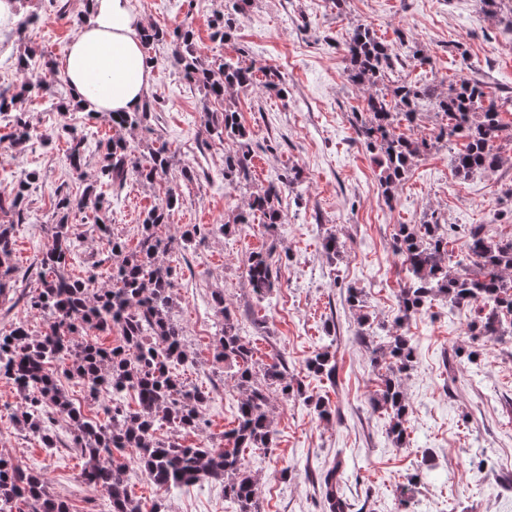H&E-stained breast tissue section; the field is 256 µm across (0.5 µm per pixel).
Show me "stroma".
Wrapping results in <instances>:
<instances>
[{
	"instance_id": "stroma-1",
	"label": "stroma",
	"mask_w": 512,
	"mask_h": 512,
	"mask_svg": "<svg viewBox=\"0 0 512 512\" xmlns=\"http://www.w3.org/2000/svg\"><path fill=\"white\" fill-rule=\"evenodd\" d=\"M146 24L176 27L190 23L199 51H222L261 70L277 68L288 94L276 96L263 85L234 90L231 100L249 133L253 155L248 184L224 183V155L233 142L202 138L207 112L220 104L207 102L171 64L170 46L154 45L150 54V93L160 97L156 111L125 139L144 145L167 143L179 168L191 177L182 181V200L169 219L168 233L186 225L206 227L204 237L163 264L177 273L178 292L172 313L183 325L191 364L179 367L182 377L217 398L204 411L203 435L178 434L184 445L221 443L234 425L241 398L224 371L212 363L211 342L223 319L211 301L220 288L239 318V332L253 344L258 360L280 355L290 378L306 392L323 397L333 410L323 420L301 397H271L276 445L246 448L244 467L258 483L264 512H328L320 476L334 463L342 465L340 492L351 512H399L407 479L420 474L413 512H512V336L491 337L478 346L468 340L473 313L439 299L406 325L416 349L413 366L401 384L409 411L407 444L396 447L388 435L386 412L373 409L378 370L358 335L368 332L384 340L399 314L401 261L393 252L402 224L436 220L448 233V247L460 251L471 225H484L492 237L512 236V143L503 142L501 167L455 177L450 146L435 143L419 157L405 180L386 199L373 153L357 138L354 110L369 94L368 86L351 82L345 43L359 25L373 28L388 44L403 29L422 51L406 58L395 76L413 82L453 79L463 73L485 82L493 95L512 96V16H481L476 0H246L237 16L231 41L217 44L211 22L224 0H130ZM25 10L40 22L0 38V82L21 84L25 77L55 85L60 101L71 99L60 73L43 67L44 56L61 58L83 25L85 0H70L59 14L52 0H27ZM32 50L27 72L17 70V57ZM23 117L33 137L21 155L0 157V172H36L29 187L25 223L16 225L12 262L17 288L29 293L38 286L37 263L50 244V202L60 191L80 192L67 155V131L87 132L91 143L104 142L115 131L105 118L89 119L87 111L62 112L31 98ZM56 131L52 145L40 139ZM301 173L298 186L283 197L285 224L255 230L237 223L253 193L288 169ZM158 191L136 177L109 190L106 217L115 237L136 246L145 213ZM71 230L78 257L68 274L95 277L105 285L110 273L108 245L94 228L91 212H72ZM336 235L344 244L339 256L323 249ZM279 258V288L258 299L245 277L251 253ZM362 289L364 309L347 302L348 287ZM329 347L336 379L313 376L307 361L315 350ZM477 348L474 359L465 352ZM18 401L11 384L0 380V440L25 449L28 467L44 473L50 490L71 500L76 512H108L100 493L79 488L82 461L66 448L43 447L11 417ZM143 508L163 500L166 512H227L223 484L204 479L160 493L140 471L128 483Z\"/></svg>"
}]
</instances>
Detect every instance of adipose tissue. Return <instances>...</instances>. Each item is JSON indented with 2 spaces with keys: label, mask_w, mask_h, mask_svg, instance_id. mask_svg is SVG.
<instances>
[{
  "label": "adipose tissue",
  "mask_w": 512,
  "mask_h": 512,
  "mask_svg": "<svg viewBox=\"0 0 512 512\" xmlns=\"http://www.w3.org/2000/svg\"><path fill=\"white\" fill-rule=\"evenodd\" d=\"M88 13L59 64L71 96L97 112L134 111L151 79L140 40L143 20L130 0H89Z\"/></svg>",
  "instance_id": "1"
}]
</instances>
